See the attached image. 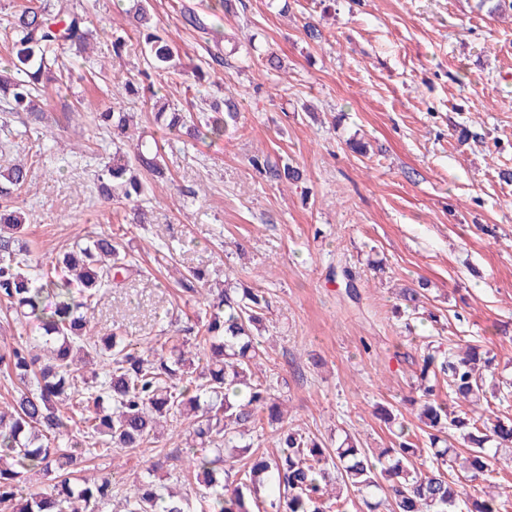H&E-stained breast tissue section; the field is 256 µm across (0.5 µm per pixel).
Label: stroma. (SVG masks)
Segmentation results:
<instances>
[{"instance_id": "stroma-1", "label": "stroma", "mask_w": 512, "mask_h": 512, "mask_svg": "<svg viewBox=\"0 0 512 512\" xmlns=\"http://www.w3.org/2000/svg\"><path fill=\"white\" fill-rule=\"evenodd\" d=\"M76 2L109 71L48 85L39 129L0 113V141H12L0 167L17 158L31 167L15 205L33 261L52 266L74 242L109 231L137 263L138 275L102 290L99 335L163 342L188 327L195 343L209 310L186 300L179 274L257 284L270 307L256 376L289 426L387 448L385 406L425 457L430 441L409 400L426 344L480 346L497 378L512 379V181L500 175L512 170V15L489 14L479 0H233L228 14L215 12L218 0H150L184 66L155 87L190 111L199 65L213 72L205 96L234 99L239 114L221 139L166 148L172 181L152 201L156 221L130 224L127 205L96 199L111 138L69 114L80 99L111 104L117 83L143 69L126 23L133 0ZM190 11L206 29L185 24ZM118 37L127 46L116 59ZM271 53L280 69L269 67ZM258 153L302 179H270L251 163ZM421 283L419 309L407 308L401 289ZM186 438L184 426L166 427L85 472L113 471L125 485L165 452L161 480L189 490L175 460Z\"/></svg>"}]
</instances>
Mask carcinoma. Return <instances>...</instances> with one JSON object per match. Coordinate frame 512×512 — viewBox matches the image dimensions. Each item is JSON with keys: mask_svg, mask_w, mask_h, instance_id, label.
<instances>
[{"mask_svg": "<svg viewBox=\"0 0 512 512\" xmlns=\"http://www.w3.org/2000/svg\"><path fill=\"white\" fill-rule=\"evenodd\" d=\"M142 39L145 79L154 73L182 69L178 50L152 22L148 0H136L128 14ZM5 39L14 56L0 68V106L7 114L44 120L40 91L54 79L53 70L70 72L80 60L97 76L105 65L87 55L93 30L87 16L69 0L27 6L10 15ZM153 120L163 133L187 143L221 138L236 122L237 106L209 104L208 114L170 111L151 92ZM112 136L115 152L98 174V201L132 206L136 223H150L143 202L153 186L168 182L159 141L137 136L136 151L127 155L118 143L134 136L130 114L112 106L90 113ZM252 165L274 180L301 179L296 168H278L255 156ZM30 183L22 161L0 171V302L17 318L32 324L36 335L0 354V364L16 374L21 387L12 409L0 411V504L10 512H100L112 499L113 476L94 480L75 477V469L117 448L136 449L161 423L188 422V448L182 471L198 489L201 512H254L260 494H267L270 512H340L351 491L368 497V512H500L499 496L463 499L456 471L491 478L500 447L512 444V418H490L491 400L508 398L511 384L496 381L492 358L472 345L457 344L422 358L416 403L418 419L431 444L448 431L466 447L453 443L420 458L403 425L392 448L373 452L345 438L338 446L310 438L283 425L280 403L271 385L252 379V363L261 356L264 311L260 288L229 283L216 292L205 274L194 270L179 279L182 291L206 293L211 313L197 358L175 346L166 353L147 342L134 349L117 336L91 333L89 312L104 288L120 285L133 271L132 261L114 234L96 233L66 253L58 268L47 272L32 264L21 232L26 218L12 204L14 193ZM97 359L102 371L83 388L74 383L77 357ZM448 399H438V376ZM83 411V438L72 434V417L62 405ZM267 415L276 455H249L245 436ZM163 461L146 468L123 496L124 512H189L187 498L155 480ZM50 477L40 492L26 491L30 475Z\"/></svg>", "mask_w": 512, "mask_h": 512, "instance_id": "1", "label": "carcinoma"}]
</instances>
